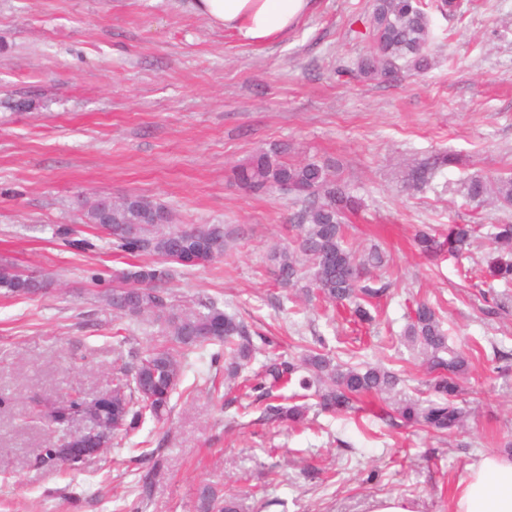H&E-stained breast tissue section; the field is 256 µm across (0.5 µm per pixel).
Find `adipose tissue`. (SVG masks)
Segmentation results:
<instances>
[{"label":"adipose tissue","mask_w":512,"mask_h":512,"mask_svg":"<svg viewBox=\"0 0 512 512\" xmlns=\"http://www.w3.org/2000/svg\"><path fill=\"white\" fill-rule=\"evenodd\" d=\"M310 0H194L213 27L262 43L288 33L305 15ZM449 512H512V457L487 453L458 483Z\"/></svg>","instance_id":"adipose-tissue-1"}]
</instances>
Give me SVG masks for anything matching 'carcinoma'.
<instances>
[{"label": "carcinoma", "instance_id": "carcinoma-1", "mask_svg": "<svg viewBox=\"0 0 512 512\" xmlns=\"http://www.w3.org/2000/svg\"><path fill=\"white\" fill-rule=\"evenodd\" d=\"M424 0H371L365 21L368 48L360 56L353 74L364 80H391L402 70L424 72L432 65L433 34ZM453 162L442 155L419 169L415 180H425L430 171ZM237 180L251 190L277 191L283 184L300 205L296 223L291 225L296 246L276 248L268 256L277 283L310 299L317 295L335 305L348 306L358 319L371 320L364 303L384 292L365 284L370 270L386 262L378 247L362 256L345 237L348 215L357 212L361 199L337 175L335 168L316 159H288V145H275L260 150L235 168ZM463 192L475 209L485 206L512 208V172L495 177L481 173L471 175L463 184ZM168 207L138 193L121 197L106 216L90 204L81 212V223L104 231L112 240V248L128 255L143 253L158 256V261L134 265L115 276L118 285L106 302L112 312L129 320H146L171 337V345L154 347L133 361L120 366L112 378V403L99 414L100 423L90 425L77 447L90 457L99 449L112 446L139 430L151 420L163 422L170 416L171 400L183 376L181 357L217 347L212 361L224 362L225 378L236 380L256 360L258 347L250 337L246 324L235 315L224 312L216 300L197 308L181 307L171 302L163 284L169 277V262L181 263L177 254L165 251L164 225L151 222V216ZM475 224H450L444 241L424 232L418 244L425 253L448 248L451 255L467 252L476 232ZM175 230L193 248L201 238L215 249L212 264L224 258L230 232L222 224L175 226ZM491 242L497 256L487 264L490 277L512 284V223L493 225ZM50 282L29 274L19 278L16 270L0 266V294L26 297L45 292ZM403 337L408 347L422 359L433 377L424 399H399L394 402L396 425L421 427L436 435H451L463 428L469 411L458 402L460 383L468 370L467 357L448 345L442 316L434 305L420 301L412 309ZM248 382L242 400L243 408L267 401L263 415L271 420H287L296 426L305 424L308 407L292 403L288 406L268 402L279 386L291 383L304 391L314 390L317 406L330 414L355 409L369 395H389L402 382L400 375L381 366L341 364L329 353L316 347L305 349L297 359L273 361L264 365L256 378ZM84 404V399L71 396L48 413L50 426L65 425L66 420ZM197 512H245L243 501L234 494H220L210 485L197 493Z\"/></svg>", "mask_w": 512, "mask_h": 512}]
</instances>
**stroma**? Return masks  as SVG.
Returning a JSON list of instances; mask_svg holds the SVG:
<instances>
[{"label": "stroma", "mask_w": 512, "mask_h": 512, "mask_svg": "<svg viewBox=\"0 0 512 512\" xmlns=\"http://www.w3.org/2000/svg\"><path fill=\"white\" fill-rule=\"evenodd\" d=\"M370 0H312L288 36L254 44L215 28L193 0H0V265L52 279L31 298L0 295V512H195L199 487L243 498L246 512H369L372 500L409 498L416 512H448L467 468L512 439V286L486 278V227L512 209L474 217L461 192L473 173L512 170V0H459L431 10L434 64L398 80L341 74L363 55ZM287 144L295 160L333 164L364 202L349 219L357 252L379 246L381 289L371 323L280 288L268 266L289 241L288 193L234 178L260 149ZM438 154L456 164L414 172ZM136 192L180 224L236 228L222 261L171 264L173 300L219 301L264 355L298 356L315 339L343 362L401 375V396L422 397L426 370L403 342L416 302L439 308L449 345L470 363L462 433L393 427V402L310 411L306 427L243 410L223 364L194 353L167 423L146 422L78 471L36 457L59 432L30 416L77 391L94 400L131 353L168 343L104 302L130 257L82 224L78 197ZM481 222L468 253H422L418 230ZM72 227L90 249L57 234ZM508 357L491 361L492 344ZM149 462H142L145 453Z\"/></svg>", "instance_id": "35a3bbf8"}]
</instances>
